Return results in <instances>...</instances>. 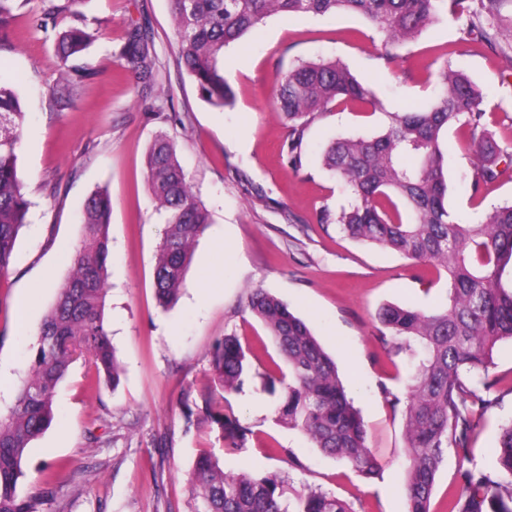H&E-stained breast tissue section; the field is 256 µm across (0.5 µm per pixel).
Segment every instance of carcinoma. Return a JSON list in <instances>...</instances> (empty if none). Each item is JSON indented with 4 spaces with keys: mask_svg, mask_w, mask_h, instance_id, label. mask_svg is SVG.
<instances>
[{
    "mask_svg": "<svg viewBox=\"0 0 512 512\" xmlns=\"http://www.w3.org/2000/svg\"><path fill=\"white\" fill-rule=\"evenodd\" d=\"M512 0H172L177 61L194 79L202 97L216 107L233 104L235 94L224 79V50L257 31L274 15H323L345 11L371 23L383 43L394 49L417 37L447 12L467 15L462 40L512 49V24L502 11ZM11 0H0V41L12 34ZM32 24L69 10L76 0H47ZM90 34L71 27L57 38L58 82L77 91L88 72L70 64ZM122 56L136 77L140 96L154 88L155 59L149 32L140 24L128 29ZM439 101L424 108L388 114L387 126L372 136L339 138L324 151V167L350 194L348 206L319 222L336 224L357 241L390 249L436 268L448 277V305L422 310L383 305L377 319L390 335L416 341L422 356L414 366L405 403L409 457L404 485L406 512H433L431 499L448 449L466 452L474 410L484 413L474 378L489 390L493 351L512 342V284L503 281L512 262V203L496 207L482 224H459L448 211L444 136L448 128L468 127L481 165L471 183L477 195L512 167V154L488 134L479 90L462 72L446 65L439 72ZM275 112L288 124V163L301 164L305 130L315 115L333 104L376 105L373 91L341 62L304 61L276 78ZM25 117L16 91L0 83V277L8 271L29 202L18 178L17 160ZM505 167H500V163ZM146 182L156 210L167 224L154 268L156 298L172 305L185 285L193 248L210 224L195 196L174 142L160 136L149 148ZM112 202L107 193L92 194L84 206L81 246L72 256V272L45 314L34 345L29 376L15 403L0 414V512H45L52 491L24 482L23 462L34 441L51 425L53 393L79 356L112 386L120 366L105 326ZM247 309L267 329L284 366L266 375L275 396V420L306 436L323 453L347 462L371 478L379 463L367 443L358 410L348 397L335 361L304 320L263 289L252 290ZM213 382L236 392L251 375L247 351L234 334L216 341L210 352ZM207 417L224 434L225 451L244 445L248 429L224 413V397L210 392ZM190 490L194 512H352L350 505L326 492L302 488L288 494L275 475L227 473L212 451L194 462ZM441 512H512V421L501 427L493 471L465 470L460 491L448 495Z\"/></svg>",
    "mask_w": 512,
    "mask_h": 512,
    "instance_id": "carcinoma-1",
    "label": "carcinoma"
}]
</instances>
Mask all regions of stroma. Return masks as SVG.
I'll return each instance as SVG.
<instances>
[{"instance_id":"stroma-1","label":"stroma","mask_w":512,"mask_h":512,"mask_svg":"<svg viewBox=\"0 0 512 512\" xmlns=\"http://www.w3.org/2000/svg\"><path fill=\"white\" fill-rule=\"evenodd\" d=\"M16 35L0 42V81L17 91L25 118L18 174L31 207L9 271L0 279V413L15 401L33 360L34 334L71 270L82 236L87 198L106 190L112 201L105 319L121 364L118 387H88L94 369L74 361L57 385L54 419L36 441L24 469L42 485L45 467L66 466L48 512H192L190 477L197 454L220 450L225 471L280 474L295 488L310 486L346 501L354 512H406L409 465L403 406L412 365L394 338L382 335L378 308L397 303L425 309L447 304V274L398 253L358 242L321 224L322 208L338 209L344 186L321 165L335 139L373 135L392 112L434 103L438 79L425 64L446 62L481 90L487 128L512 146V59L481 42L463 43V20L448 18L401 47L399 62L379 59L376 32L345 12L269 17L260 30L224 52L233 106L203 101L175 61L171 0H78L70 11L31 26L44 0H14ZM134 23L151 32L156 85L138 99L122 48ZM85 27L92 36L76 64L91 77L58 106L49 92L58 80L57 33ZM336 59L375 92L377 104L339 103L316 117L305 135L301 167L281 151L288 126L274 110L278 72L300 60ZM175 142L196 196L211 215L197 241L177 303L162 309L154 267L165 220L146 185L144 156L159 133ZM447 142L448 210L461 224L485 221L512 201V178L473 196L476 151L466 128L452 126ZM276 296L307 322L335 359L360 410L378 475L364 478L323 454L297 431L276 422L261 372L278 354L262 324L246 312L249 289ZM31 299L30 335L14 333L17 295ZM240 337L255 374L225 410L250 431L245 448L224 452L206 418L204 388L212 382L209 352L224 336ZM489 375L497 404L474 416L467 455L448 450L432 496L440 506L466 468L495 466L502 424L512 418V344L494 354Z\"/></svg>"}]
</instances>
